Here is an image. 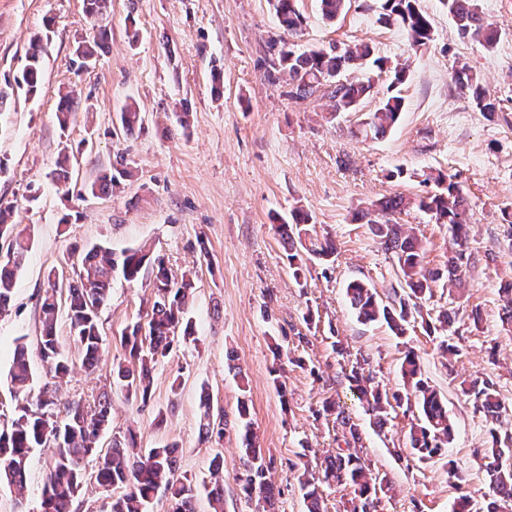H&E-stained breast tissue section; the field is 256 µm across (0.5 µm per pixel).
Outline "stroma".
Instances as JSON below:
<instances>
[{"mask_svg":"<svg viewBox=\"0 0 512 512\" xmlns=\"http://www.w3.org/2000/svg\"><path fill=\"white\" fill-rule=\"evenodd\" d=\"M383 0H348L336 20L322 17L317 0H299L304 45L368 42L389 65L403 64L404 110L379 140L356 138L363 116L376 109L385 81L358 111L327 118L319 101L294 100L288 80L269 82L264 58L276 30L271 0H109L110 37L94 66L74 62L77 42L97 32L84 0H0V207L12 208L30 248L8 310L0 313V409L12 414L8 369L14 347L31 346L32 393L48 379L35 351L48 272L60 289L76 281L82 246L103 243L114 252L149 245L173 278L190 275L188 309L194 333L160 359L147 405L111 389L110 371L122 361L121 336L144 319L153 302L148 281L114 278L99 311L102 356L95 373L75 368L58 398L92 404L112 392V424L103 443L134 426L142 448L176 444L177 476L202 483L215 454L224 457V512H252L241 491L238 401L247 398L253 429L273 459L278 491L274 512H305L298 484L300 453L324 456L334 448L332 418L322 403L344 404L373 467L393 484L378 512H451L466 495L481 512L488 499L480 449L487 423L460 392L462 381L492 380L512 424V333L502 323L500 288L512 281V239L503 234V209L512 204V0H480L484 17L501 32L494 49L461 38L438 0H419L433 24L426 47L381 22ZM44 45L36 94L17 81L30 40ZM471 67L498 112L487 116L452 81ZM71 93L76 121L60 129L58 95ZM137 104L140 129L125 131L122 109ZM75 147L71 191L52 177L61 149ZM124 156L130 177L111 194L94 197L87 184ZM455 177L470 208L462 292L436 289L426 307L455 314L453 341L461 350L454 370L421 327L394 335L386 324L357 321L347 296L360 280L381 297L400 286L397 260L384 250L356 211L392 194L426 195L422 174ZM311 216L313 233L335 240L334 262L308 260L295 281L275 227L292 210ZM72 221L60 223L62 214ZM427 247L429 267H443L451 249L448 227L412 209L398 215ZM477 314L478 327L469 316ZM287 343L305 367L288 364L280 398L270 376L273 347ZM418 353L424 374L446 398L455 421L447 458L421 462L406 444L410 419L391 410L376 428L348 389L346 373L364 359L373 376L398 386L406 348ZM224 410L221 442L199 439L200 398ZM52 448L34 449L26 487L0 485V512H42L41 490ZM458 477H450L449 465Z\"/></svg>","mask_w":512,"mask_h":512,"instance_id":"35a3bbf8","label":"stroma"}]
</instances>
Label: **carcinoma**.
<instances>
[{"label": "carcinoma", "instance_id": "1", "mask_svg": "<svg viewBox=\"0 0 512 512\" xmlns=\"http://www.w3.org/2000/svg\"><path fill=\"white\" fill-rule=\"evenodd\" d=\"M297 0H273V7L283 30L267 42V75L271 80L281 71L288 73V97L326 100L330 115L339 117L355 112L361 103L374 94L372 79L351 76L356 70L374 68L385 74L387 93L375 111L368 113L352 134L364 140L383 137L399 120L404 109V98L397 88L406 79L403 67H389L381 57H373V49L366 42L330 44L300 49L287 37L297 38L303 19L296 9ZM323 16L334 21L346 7V0H319ZM459 35L470 37L491 49L501 33L482 16L478 0H439ZM382 20L406 32L416 47L427 46L433 40V25L427 13L419 7V0H384ZM108 37L107 28L99 27L91 40H85L75 49L78 67L88 66L97 59ZM43 50L41 39L34 40L27 50V65L18 86L33 95L38 89L42 72ZM454 83L466 92L476 107L489 116L495 115L497 105L487 97L481 80L472 70L462 66L454 71ZM74 112L72 95L60 98L56 118L66 128ZM123 128L132 132L142 123L139 110L128 106L120 113ZM128 176L124 157H119L113 171L102 174L87 186L94 196L112 190L117 176ZM54 178L64 192H69L70 155L62 152L56 162ZM434 191L412 202L403 195L384 197L358 211L355 219L372 226L385 250L397 257L402 293L394 294L387 304L362 281H352L346 287L349 304L362 324L381 321L398 335L405 333L404 324L417 316L428 334L450 324L448 313L433 318L423 315L421 302L434 294V288L448 285L462 286L460 273L471 264L472 253L465 245L468 207L461 185L454 177L439 170L425 175ZM431 215L436 223L448 225L453 247L448 253L444 270L426 267V248L422 240L405 230V225L392 220L409 207ZM311 217L296 209L287 221L277 225L287 252L294 278L305 274L299 263L305 253L329 261L337 252L334 240L314 239L310 236ZM14 225L7 223L0 209V238L9 240L7 258L0 259V312L7 307L14 279L21 270L29 249V242L13 235ZM121 273L128 282H134L149 273L153 276L154 300L145 322L127 326L122 335L126 361L112 369V385L124 390L127 397L142 404L151 398L152 370L159 359L167 356L179 337L190 335L191 324L186 319L187 298L191 282H176L169 275L163 259L153 257L143 248H129L117 255L102 244L84 249L78 281L69 285L66 300L67 316L73 331V341L87 370L97 367L101 349L99 309L107 302L114 274ZM59 314L57 284L47 283L41 303V334L38 347L41 358L48 364L53 377L62 378L70 371L69 358L61 348L56 324ZM357 362L346 375L351 389L374 424H386L385 413L390 401L406 406L405 412L414 416L409 429L412 455L419 461L441 457L453 441V422L441 393L425 378L418 355L411 348L404 351L399 366L403 391L387 393ZM9 378L14 396L26 394L33 381V372L27 346L21 342L13 350ZM462 393L471 402L474 412L489 421L487 445L483 457L488 480L489 503L487 512H506L512 507V430L499 423L503 402L490 380L472 381L462 386ZM204 408L199 436L204 442L224 436V416L214 411L210 397L201 401ZM111 393L104 391L93 405L79 402L60 405L53 393L43 390L34 403L22 404L14 410L11 424L0 429V483L23 488L31 449L41 446L55 448L53 463L42 488L44 512H73V504L86 482L83 462L96 458L92 474L97 486L104 492L114 488L124 493L112 500L110 512H149L158 492L171 502L170 512H194L195 484L188 477L176 476V447L140 450L134 435L112 439L110 449H99L103 430L109 426ZM324 411L336 413V448L324 460L321 475H309L304 468L298 477L307 512H324L321 486L335 485L349 491L342 501L343 512H377L381 497L391 491V482L367 463L358 447L361 437L357 426L345 409L335 403L324 405ZM240 440L242 443L243 475L241 491L255 501V512H273L274 487L270 480L271 461L261 448L248 420L249 408L240 401L238 409ZM224 463L215 456L210 468V482L204 485L213 512H224Z\"/></svg>", "mask_w": 512, "mask_h": 512}]
</instances>
